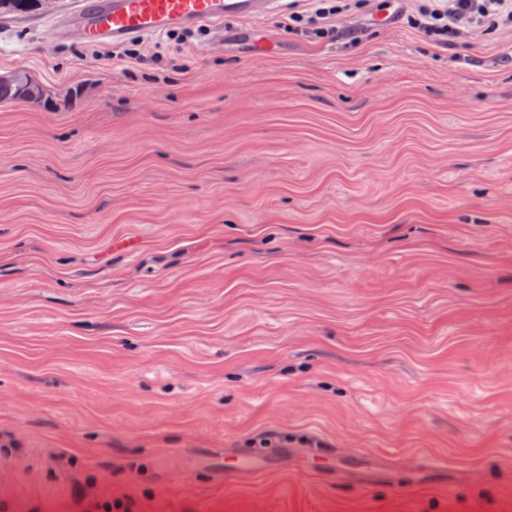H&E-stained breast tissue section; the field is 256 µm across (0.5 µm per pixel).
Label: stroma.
<instances>
[{
	"label": "stroma",
	"instance_id": "1",
	"mask_svg": "<svg viewBox=\"0 0 512 512\" xmlns=\"http://www.w3.org/2000/svg\"><path fill=\"white\" fill-rule=\"evenodd\" d=\"M0 12V501L73 512H512V33L454 53L394 22L357 45L279 15L205 30L189 72ZM317 463L225 483L231 449ZM465 480L413 490L422 457ZM140 45L139 40H132L126 44L113 47L112 51H108L105 56L108 60H112V64L141 65L147 60V56L141 52ZM235 464L224 468V481L253 480L280 468L281 461L297 458L328 457L337 461L335 473L345 472L351 479L363 484H385L397 482L393 459L385 454L357 453L340 455L335 448H307L304 445L288 448H238L234 451ZM74 506L77 512H134L137 503L131 498L112 500V495L91 499L82 492H77L74 496Z\"/></svg>",
	"mask_w": 512,
	"mask_h": 512
}]
</instances>
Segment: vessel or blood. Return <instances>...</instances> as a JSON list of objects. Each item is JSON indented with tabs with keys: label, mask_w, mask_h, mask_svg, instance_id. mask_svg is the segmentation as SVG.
Segmentation results:
<instances>
[{
	"label": "vessel or blood",
	"mask_w": 512,
	"mask_h": 512,
	"mask_svg": "<svg viewBox=\"0 0 512 512\" xmlns=\"http://www.w3.org/2000/svg\"><path fill=\"white\" fill-rule=\"evenodd\" d=\"M275 0H78L61 19L62 38L85 42L120 41L134 34H162L174 28H194L204 23L223 26L242 18L272 14ZM328 457L337 462V471L363 484L394 485L396 465L385 454L342 455L332 448H239L235 464L224 471L228 482L253 480L279 469L282 461L297 458ZM458 471L447 464L426 461L416 472L415 485L445 484L458 481Z\"/></svg>",
	"instance_id": "1"
}]
</instances>
